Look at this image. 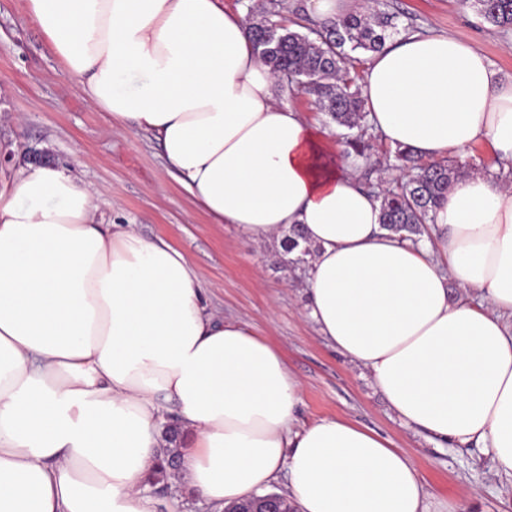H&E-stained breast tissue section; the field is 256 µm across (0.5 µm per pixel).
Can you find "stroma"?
<instances>
[{"label": "stroma", "mask_w": 512, "mask_h": 512, "mask_svg": "<svg viewBox=\"0 0 512 512\" xmlns=\"http://www.w3.org/2000/svg\"><path fill=\"white\" fill-rule=\"evenodd\" d=\"M377 9L396 15L402 32H465L498 75L512 79V51L504 47L512 29L492 26L461 0H380ZM82 86L28 19L25 0H0L1 190L34 151L45 163L72 169L92 185L101 222L136 225L144 238L183 252L200 276L208 310L247 324L283 352L304 384L301 420L346 419L405 449L433 512L449 501L461 512H512V477L494 467L488 449L450 448L404 425L369 372L319 336L291 254L275 244L255 248L231 225L213 223L171 176L155 140L113 126Z\"/></svg>", "instance_id": "stroma-1"}]
</instances>
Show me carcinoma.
Segmentation results:
<instances>
[{"instance_id":"cac0c4a2","label":"carcinoma","mask_w":512,"mask_h":512,"mask_svg":"<svg viewBox=\"0 0 512 512\" xmlns=\"http://www.w3.org/2000/svg\"><path fill=\"white\" fill-rule=\"evenodd\" d=\"M463 2L471 3L487 23L503 30L512 28V0ZM281 9L280 0H250L252 20L248 25L254 50L278 81L315 97L328 122L346 129L341 134L346 154L368 158L371 144L366 138L368 125L356 67L359 59L350 53L380 51L386 39L398 32L396 16L355 12L309 26L303 6L296 7L295 17L286 24L278 19ZM394 158L402 177L401 182L391 180L376 192L381 224L410 239L422 234L433 209L463 171L448 161L422 165L408 147L395 148ZM286 251L297 253L296 265L308 263L311 249L299 229L291 230ZM176 456L177 449H165L151 484H160L172 475L167 459Z\"/></svg>"}]
</instances>
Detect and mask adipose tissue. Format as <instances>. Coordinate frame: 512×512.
<instances>
[{
	"label": "adipose tissue",
	"mask_w": 512,
	"mask_h": 512,
	"mask_svg": "<svg viewBox=\"0 0 512 512\" xmlns=\"http://www.w3.org/2000/svg\"><path fill=\"white\" fill-rule=\"evenodd\" d=\"M88 100L154 137L215 223L283 243L304 228L306 307L407 426L490 448L512 476V184L467 173L414 242L385 230L363 160L277 101L242 13L218 0H27ZM394 147L512 164V80L461 31H408L360 81ZM69 169L0 192V512H155L147 477L176 412L174 479L217 508L287 474L296 512H430L412 457L373 429L300 422L278 348L209 312L191 261L102 224ZM470 291L452 297L449 280Z\"/></svg>",
	"instance_id": "1"
}]
</instances>
